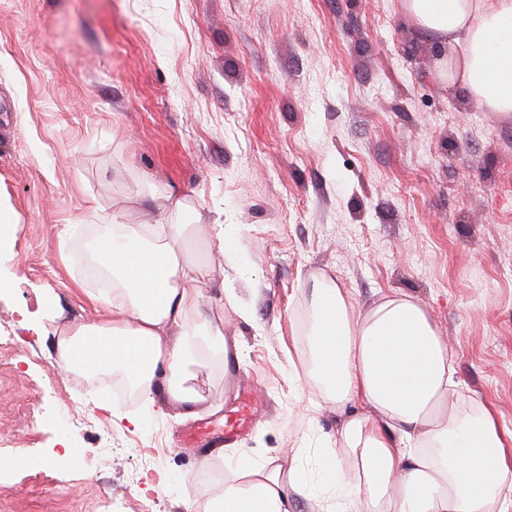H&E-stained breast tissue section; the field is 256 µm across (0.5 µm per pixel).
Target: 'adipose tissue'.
Segmentation results:
<instances>
[{"label":"adipose tissue","mask_w":512,"mask_h":512,"mask_svg":"<svg viewBox=\"0 0 512 512\" xmlns=\"http://www.w3.org/2000/svg\"><path fill=\"white\" fill-rule=\"evenodd\" d=\"M416 29L460 55L442 59L441 76L483 110L512 115V0H401ZM186 225L144 224L103 232L94 245L112 273L107 322L61 340L72 367L117 370L146 401L157 388L190 408L204 350L227 347L204 309L197 265L179 262ZM300 386L335 406L342 420L316 465L320 512H512V431L491 404L456 397L448 342L418 302L386 297L354 315L338 286L318 281L306 327ZM297 465H229L224 492L207 512H292L303 493Z\"/></svg>","instance_id":"ef3b65f1"}]
</instances>
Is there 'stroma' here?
I'll list each match as a JSON object with an SVG mask.
<instances>
[{"mask_svg":"<svg viewBox=\"0 0 512 512\" xmlns=\"http://www.w3.org/2000/svg\"><path fill=\"white\" fill-rule=\"evenodd\" d=\"M442 55L400 0H0V512H203L234 454L317 475L339 417L292 375L322 278L357 315L418 301L459 392L512 429V118L441 79ZM168 196L201 287L252 315L210 299L237 353L195 368L192 416L161 392L116 399L59 354L112 317L77 245ZM245 398L232 445L183 449Z\"/></svg>","mask_w":512,"mask_h":512,"instance_id":"1","label":"stroma"}]
</instances>
